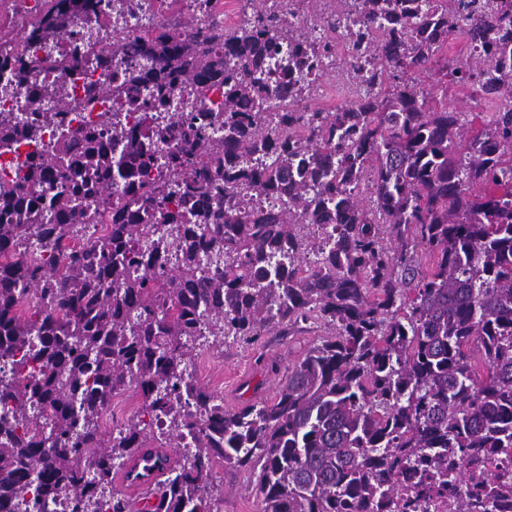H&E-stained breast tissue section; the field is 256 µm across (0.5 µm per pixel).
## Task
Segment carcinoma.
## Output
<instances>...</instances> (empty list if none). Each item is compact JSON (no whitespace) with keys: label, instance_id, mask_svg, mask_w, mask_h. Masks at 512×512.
Returning <instances> with one entry per match:
<instances>
[{"label":"carcinoma","instance_id":"1","mask_svg":"<svg viewBox=\"0 0 512 512\" xmlns=\"http://www.w3.org/2000/svg\"><path fill=\"white\" fill-rule=\"evenodd\" d=\"M57 2L44 0L29 40L73 26ZM325 5L321 30H365L344 59L362 72L359 101L290 109L271 127L260 107L295 101L330 41L309 55L310 35L268 0H251L232 30L215 6L129 48L113 37L112 53L134 57L125 90L136 128L112 125L108 143L83 120L0 188V512L27 493L40 508L64 496L71 512H212L217 461L250 470L262 512H374L408 492L404 476L429 493L445 458L457 466V512H494L479 470L512 448V0ZM452 34L470 54L446 75L500 102L471 138L407 79ZM18 57L20 42L0 32V64ZM147 82L161 106L182 83L207 105L172 114L181 147L162 164L163 134L139 96ZM20 134L36 138L27 123L0 126V142ZM90 169L101 195L116 180L129 193L93 241ZM247 190L288 203L251 209ZM172 250L178 267L160 283L152 268ZM203 259L217 275L198 274ZM133 266L143 273L122 276ZM283 323L321 335L288 362L274 401L229 411L198 386L200 342ZM175 385L196 410L174 406ZM130 389L139 420L104 432L101 416ZM186 436L193 456L159 465L154 502L115 497L116 462Z\"/></svg>","mask_w":512,"mask_h":512}]
</instances>
